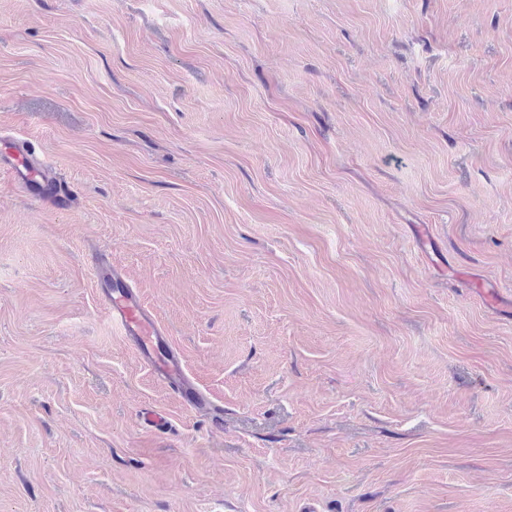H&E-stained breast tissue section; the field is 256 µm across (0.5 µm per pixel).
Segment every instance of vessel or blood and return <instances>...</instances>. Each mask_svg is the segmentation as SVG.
<instances>
[{
  "instance_id": "b4317fda",
  "label": "vessel or blood",
  "mask_w": 512,
  "mask_h": 512,
  "mask_svg": "<svg viewBox=\"0 0 512 512\" xmlns=\"http://www.w3.org/2000/svg\"><path fill=\"white\" fill-rule=\"evenodd\" d=\"M0 171L8 173L28 196L39 202L56 209L67 206L68 195L52 167L19 144L0 153ZM90 261L97 274L99 302L142 365L167 386L186 410L211 408L210 396L188 373L181 354L169 342L166 328L153 308L143 302L123 269L112 265L101 252L93 254Z\"/></svg>"
}]
</instances>
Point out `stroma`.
Wrapping results in <instances>:
<instances>
[{
	"mask_svg": "<svg viewBox=\"0 0 512 512\" xmlns=\"http://www.w3.org/2000/svg\"><path fill=\"white\" fill-rule=\"evenodd\" d=\"M7 135L0 512H512V0H0ZM0 153V171L8 173L28 196L56 209L68 204V195L52 167L42 163L17 141ZM97 274L99 302L123 340L142 365L177 397L188 411L213 408L210 396L188 373L181 354L172 347L157 314L146 305L123 271L105 253L91 255ZM112 284V287H111Z\"/></svg>",
	"mask_w": 512,
	"mask_h": 512,
	"instance_id": "stroma-1",
	"label": "stroma"
}]
</instances>
